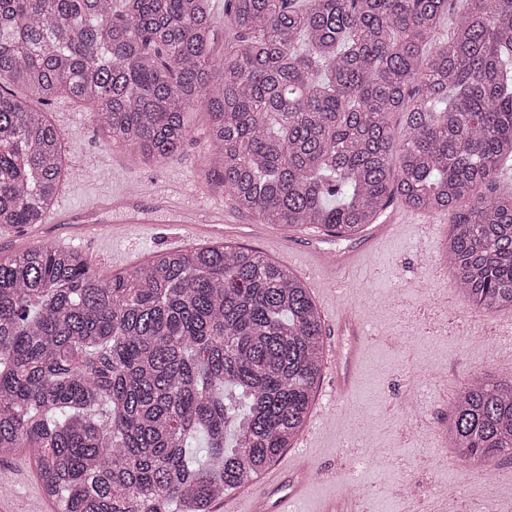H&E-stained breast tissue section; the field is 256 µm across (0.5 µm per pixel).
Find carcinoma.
Instances as JSON below:
<instances>
[{"label":"carcinoma","mask_w":512,"mask_h":512,"mask_svg":"<svg viewBox=\"0 0 512 512\" xmlns=\"http://www.w3.org/2000/svg\"><path fill=\"white\" fill-rule=\"evenodd\" d=\"M0 0V224L41 223L67 97L106 144L164 166L209 126L205 176L265 224L351 240L398 199L451 213L460 296L512 311V0ZM403 117L402 126L394 117ZM307 284L232 245L102 279L75 249L0 258V458L27 451L55 512H213L268 471L324 368ZM482 472L512 459V376L471 374L445 430ZM211 8L217 19L212 41V52L216 57H220L224 54V39L226 38L224 34V0H212Z\"/></svg>","instance_id":"carcinoma-1"}]
</instances>
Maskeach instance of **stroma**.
Here are the masks:
<instances>
[{
    "label": "stroma",
    "instance_id": "35a3bbf8",
    "mask_svg": "<svg viewBox=\"0 0 512 512\" xmlns=\"http://www.w3.org/2000/svg\"><path fill=\"white\" fill-rule=\"evenodd\" d=\"M47 117L62 130L68 148L59 205L95 211L101 223L116 224L121 212L99 211L98 204L135 185L147 192L167 187L199 218L225 200L223 192L208 187L204 178L205 113L191 115L193 134L177 160L165 167L145 161L134 150L107 146L87 112L68 100L48 105ZM152 219V224L132 226L122 236L75 240L71 246L107 279L149 260L155 252L215 241L209 234H187L163 212L153 213ZM381 221L402 225V233L384 240L379 252L349 276L347 292L335 296L339 308H357L375 324L358 355L353 386L336 405L332 423L316 430L310 445L299 440L291 445L292 452L305 453L326 475L311 486L300 508L311 512L318 498L345 491L352 483L365 493L363 512H433L441 491L447 492L457 512H512V491L500 482L512 474V460L485 474L469 470L442 436L448 401L470 373H512V362L491 351L501 318L483 315L460 301L451 274L436 261L443 236L428 244L418 242L416 225H447L448 214H419L395 202ZM269 236L289 245L307 240L304 234L260 223L243 212L237 232L224 235L222 241L260 251ZM435 368L447 377L428 382L426 376ZM417 407L431 425L424 437L401 430L402 416ZM370 448L379 449V456L366 457ZM0 470L12 479L0 493V512H52L27 454L0 461Z\"/></svg>",
    "mask_w": 512,
    "mask_h": 512
}]
</instances>
